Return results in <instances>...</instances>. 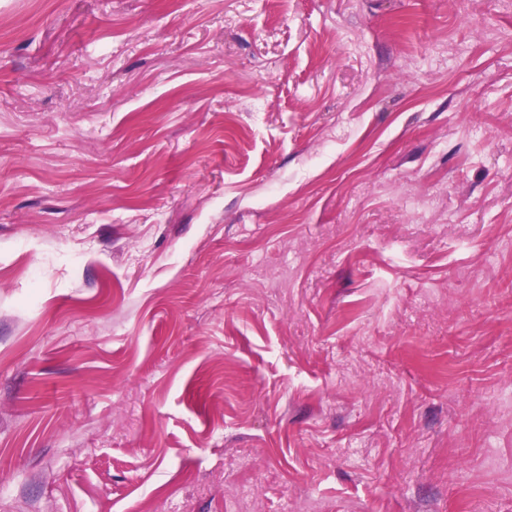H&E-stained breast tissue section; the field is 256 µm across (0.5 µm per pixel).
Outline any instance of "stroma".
<instances>
[{"label": "stroma", "instance_id": "stroma-1", "mask_svg": "<svg viewBox=\"0 0 512 512\" xmlns=\"http://www.w3.org/2000/svg\"><path fill=\"white\" fill-rule=\"evenodd\" d=\"M0 512H512V0H0Z\"/></svg>", "mask_w": 512, "mask_h": 512}]
</instances>
